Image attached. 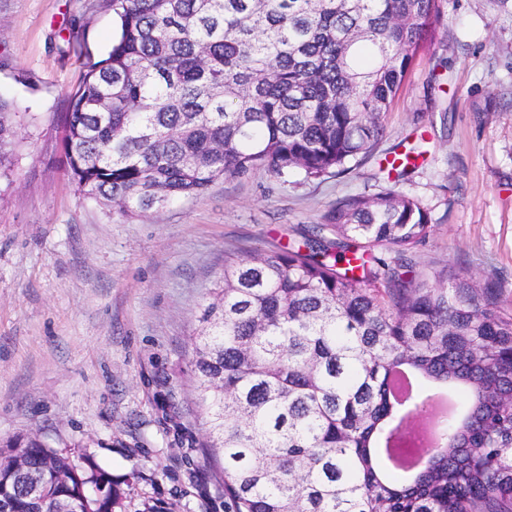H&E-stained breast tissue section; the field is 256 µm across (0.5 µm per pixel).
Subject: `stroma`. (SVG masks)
<instances>
[{
  "instance_id": "35a3bbf8",
  "label": "stroma",
  "mask_w": 512,
  "mask_h": 512,
  "mask_svg": "<svg viewBox=\"0 0 512 512\" xmlns=\"http://www.w3.org/2000/svg\"><path fill=\"white\" fill-rule=\"evenodd\" d=\"M444 11L384 146L424 139L396 185L431 216L418 262L495 280L512 309V0H445ZM114 29L110 0H0V99L16 132L0 170V445L36 435L133 476L125 512L156 498L212 512L206 471L178 457L160 407L174 398L197 429L187 372L225 257L266 251L336 199L388 182L370 160L340 178L222 179L141 217L85 198L58 121Z\"/></svg>"
}]
</instances>
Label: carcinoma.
Returning <instances> with one entry per match:
<instances>
[{
	"label": "carcinoma",
	"mask_w": 512,
	"mask_h": 512,
	"mask_svg": "<svg viewBox=\"0 0 512 512\" xmlns=\"http://www.w3.org/2000/svg\"><path fill=\"white\" fill-rule=\"evenodd\" d=\"M112 10L118 31L70 93L61 144L84 197L142 216L219 179L340 176L372 158L444 0ZM421 155L387 164L401 177ZM430 223L395 190L348 196L300 240L225 259L191 367L204 436L181 449L203 456L224 512H512V312L460 269L417 268L407 251ZM401 369L417 404L438 388L463 397L410 470L388 455ZM124 499L89 456L36 438L0 448V512H123Z\"/></svg>",
	"instance_id": "cac0c4a2"
}]
</instances>
